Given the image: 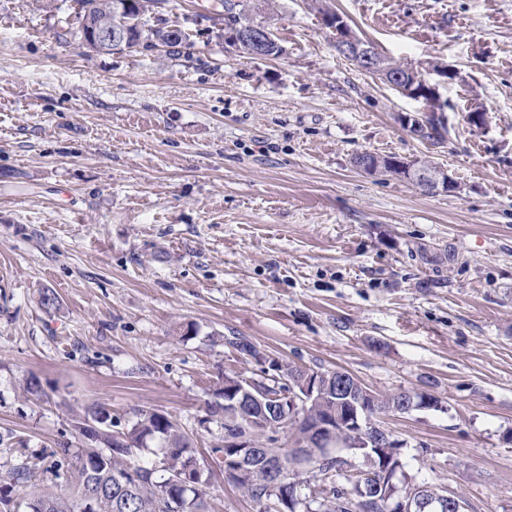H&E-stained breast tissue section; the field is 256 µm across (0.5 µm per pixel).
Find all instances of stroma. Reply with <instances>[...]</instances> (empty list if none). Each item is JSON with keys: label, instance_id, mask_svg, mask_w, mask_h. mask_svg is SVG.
Wrapping results in <instances>:
<instances>
[{"label": "stroma", "instance_id": "35a3bbf8", "mask_svg": "<svg viewBox=\"0 0 512 512\" xmlns=\"http://www.w3.org/2000/svg\"><path fill=\"white\" fill-rule=\"evenodd\" d=\"M282 48L253 59L222 0H166L180 54H95L75 0H0V434L12 459L77 442L97 403L115 431L153 410L199 455L240 337L441 410L389 413L416 481L467 512H512V0H233ZM437 83L449 133L340 55L323 11ZM455 79L438 77L432 64ZM485 126L468 124L474 109ZM425 160L432 194L354 167ZM59 304H39L43 289ZM37 378L42 393L26 394ZM208 512H257L214 473ZM422 398L424 399V404L430 403L435 406L436 404L438 408L443 407L441 400L433 394L423 392V391H401L397 394V399L395 401V407L389 409L388 412L398 413L400 411L402 414L411 413L414 410H422L423 404L421 403ZM427 407V410H440L437 407ZM395 409V410H394Z\"/></svg>", "mask_w": 512, "mask_h": 512}]
</instances>
